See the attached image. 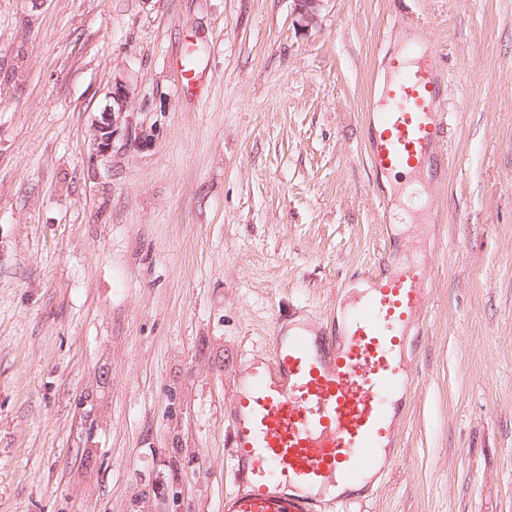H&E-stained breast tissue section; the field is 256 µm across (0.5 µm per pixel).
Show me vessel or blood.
Masks as SVG:
<instances>
[{
	"instance_id": "1",
	"label": "vessel or blood",
	"mask_w": 512,
	"mask_h": 512,
	"mask_svg": "<svg viewBox=\"0 0 512 512\" xmlns=\"http://www.w3.org/2000/svg\"><path fill=\"white\" fill-rule=\"evenodd\" d=\"M387 66L367 160L412 180L447 163L446 99L433 67L401 55ZM429 280L417 260L375 275L337 333L274 327L271 357L250 360L228 416L239 479L224 512H312L314 495L381 471V450L397 444V395L412 383L405 338L428 306Z\"/></svg>"
}]
</instances>
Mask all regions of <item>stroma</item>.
Listing matches in <instances>:
<instances>
[{"label":"stroma","mask_w":512,"mask_h":512,"mask_svg":"<svg viewBox=\"0 0 512 512\" xmlns=\"http://www.w3.org/2000/svg\"><path fill=\"white\" fill-rule=\"evenodd\" d=\"M411 43L450 162L385 226L369 114ZM408 236L431 300L398 457L355 508L512 512V0H326L314 28L292 0H0V512H224L275 311L324 327ZM110 103L106 105L100 118L92 122L93 145L96 154L106 156L112 151L113 142L122 126L128 123L126 113L131 102V88L120 76L112 77Z\"/></svg>","instance_id":"35a3bbf8"}]
</instances>
